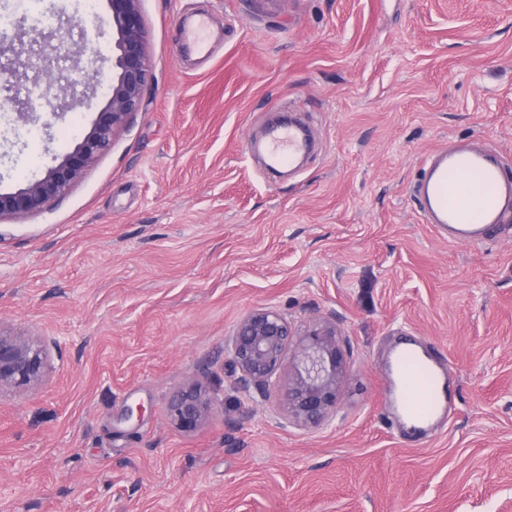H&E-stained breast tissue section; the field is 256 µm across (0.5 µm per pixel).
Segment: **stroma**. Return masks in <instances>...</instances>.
<instances>
[{
    "label": "stroma",
    "instance_id": "1",
    "mask_svg": "<svg viewBox=\"0 0 512 512\" xmlns=\"http://www.w3.org/2000/svg\"><path fill=\"white\" fill-rule=\"evenodd\" d=\"M83 47L36 140L0 113V193L73 149L112 81L106 0H42ZM143 106L46 210L0 218V329L48 336L37 386L0 393V512H512V232L458 244L411 195L430 150L512 157V0H142ZM207 17L209 56L183 44ZM312 148L251 152L281 115ZM336 323V413L299 427L237 392L226 351L258 307ZM413 340L451 412L383 422L384 369ZM197 382L214 414H167ZM136 416H127V409ZM212 401L208 390L188 384L173 394L168 406L170 420L183 431L195 430L212 415Z\"/></svg>",
    "mask_w": 512,
    "mask_h": 512
}]
</instances>
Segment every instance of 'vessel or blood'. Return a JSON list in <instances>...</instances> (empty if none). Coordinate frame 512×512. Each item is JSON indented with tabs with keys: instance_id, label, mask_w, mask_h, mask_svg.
Segmentation results:
<instances>
[{
	"instance_id": "1",
	"label": "vessel or blood",
	"mask_w": 512,
	"mask_h": 512,
	"mask_svg": "<svg viewBox=\"0 0 512 512\" xmlns=\"http://www.w3.org/2000/svg\"><path fill=\"white\" fill-rule=\"evenodd\" d=\"M184 42L198 53H208V20L200 17L187 26ZM304 146L291 127L273 134L270 150L283 163ZM423 170L415 196L426 222L437 232L468 244L482 241L487 226L504 223V203L512 199V178L506 176L499 153L480 147L439 149L425 158ZM390 368L401 381L406 412L425 421L442 411L443 395L431 364L405 349L394 356Z\"/></svg>"
}]
</instances>
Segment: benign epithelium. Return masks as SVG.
I'll return each mask as SVG.
<instances>
[{
	"mask_svg": "<svg viewBox=\"0 0 512 512\" xmlns=\"http://www.w3.org/2000/svg\"><path fill=\"white\" fill-rule=\"evenodd\" d=\"M141 0H108V24L112 28V84L107 101L96 113L89 130L74 148L62 155L43 175L25 187L0 194V218L24 217L48 208L65 197L97 158L106 152L114 136L128 124L143 104L151 76ZM30 54L39 69L52 75L61 45L50 44L57 36L53 25L35 23L30 29ZM10 111L25 124L37 120L31 91L9 97ZM336 323L318 320L303 327L292 324L278 310L259 307L237 324L229 354L236 383L246 392L261 396L289 361L288 388L282 410L300 426L326 421L336 411L340 389L348 375L345 354L337 339ZM48 370L47 348L32 336L0 329V391L25 390L39 384ZM209 391L189 384L177 390L169 403L171 422L183 431L203 425L212 415Z\"/></svg>",
	"mask_w": 512,
	"mask_h": 512,
	"instance_id": "1",
	"label": "benign epithelium"
}]
</instances>
